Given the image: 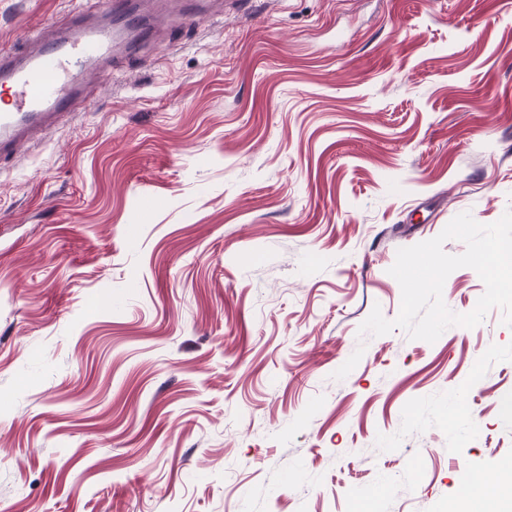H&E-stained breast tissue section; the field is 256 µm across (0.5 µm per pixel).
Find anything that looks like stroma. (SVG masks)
<instances>
[{
  "mask_svg": "<svg viewBox=\"0 0 512 512\" xmlns=\"http://www.w3.org/2000/svg\"><path fill=\"white\" fill-rule=\"evenodd\" d=\"M82 3L0 0V49ZM185 8L0 160V512H464L512 328L358 329L398 249L512 207V0Z\"/></svg>",
  "mask_w": 512,
  "mask_h": 512,
  "instance_id": "1",
  "label": "stroma"
}]
</instances>
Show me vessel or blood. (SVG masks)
Instances as JSON below:
<instances>
[{"mask_svg": "<svg viewBox=\"0 0 512 512\" xmlns=\"http://www.w3.org/2000/svg\"><path fill=\"white\" fill-rule=\"evenodd\" d=\"M154 0H106L101 26H71L45 36L37 52L0 58V88L12 91L0 111V155L14 153L23 134L68 109L84 92L100 60L137 51L150 32Z\"/></svg>", "mask_w": 512, "mask_h": 512, "instance_id": "1", "label": "vessel or blood"}]
</instances>
